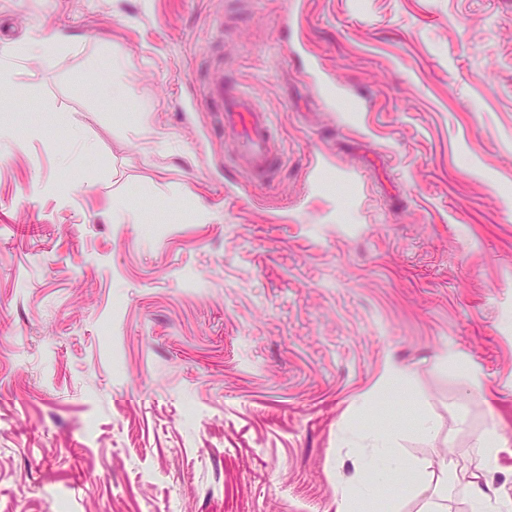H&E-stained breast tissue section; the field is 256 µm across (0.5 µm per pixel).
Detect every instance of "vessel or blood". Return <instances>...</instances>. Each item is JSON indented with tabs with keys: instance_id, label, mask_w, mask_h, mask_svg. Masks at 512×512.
I'll list each match as a JSON object with an SVG mask.
<instances>
[{
	"instance_id": "obj_1",
	"label": "vessel or blood",
	"mask_w": 512,
	"mask_h": 512,
	"mask_svg": "<svg viewBox=\"0 0 512 512\" xmlns=\"http://www.w3.org/2000/svg\"><path fill=\"white\" fill-rule=\"evenodd\" d=\"M305 76L320 89L334 86L317 56H309ZM203 104L220 113L219 134H232L235 167L251 182L265 181L279 163L278 137L269 113L257 105L253 93L237 80L211 81L206 85Z\"/></svg>"
}]
</instances>
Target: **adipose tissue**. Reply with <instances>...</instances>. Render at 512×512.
<instances>
[{
	"mask_svg": "<svg viewBox=\"0 0 512 512\" xmlns=\"http://www.w3.org/2000/svg\"><path fill=\"white\" fill-rule=\"evenodd\" d=\"M374 441L370 453L362 455L360 463L369 480L384 479L398 484L402 492L417 488L420 470L417 466L399 460L394 452L395 433L390 429H369ZM505 442L495 426H486L475 433L472 441L473 471L468 481L470 512H512V499L493 490L484 477L498 460Z\"/></svg>",
	"mask_w": 512,
	"mask_h": 512,
	"instance_id": "obj_1",
	"label": "adipose tissue"
}]
</instances>
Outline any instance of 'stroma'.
Returning <instances> with one entry per match:
<instances>
[{
  "label": "stroma",
  "mask_w": 512,
  "mask_h": 512,
  "mask_svg": "<svg viewBox=\"0 0 512 512\" xmlns=\"http://www.w3.org/2000/svg\"><path fill=\"white\" fill-rule=\"evenodd\" d=\"M305 2L358 111L277 41L284 0H0V512H336L393 364L375 416L424 476L399 512L442 484L469 512L490 422L512 498V0ZM52 30L51 64L19 55ZM220 77L271 114L269 182L195 107Z\"/></svg>",
  "instance_id": "stroma-1"
}]
</instances>
